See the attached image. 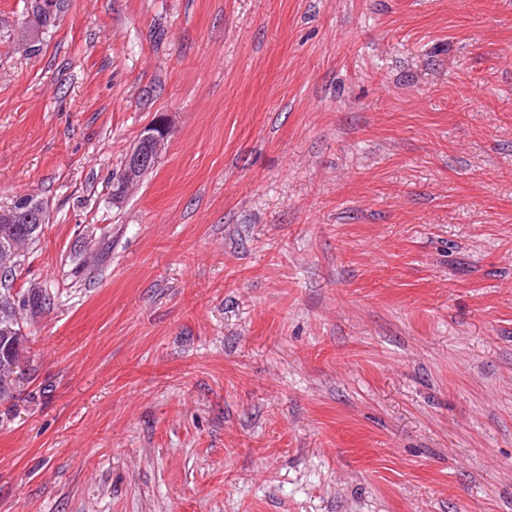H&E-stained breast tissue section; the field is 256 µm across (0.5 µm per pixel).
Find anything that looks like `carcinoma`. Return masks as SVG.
<instances>
[{"label":"carcinoma","instance_id":"1","mask_svg":"<svg viewBox=\"0 0 512 512\" xmlns=\"http://www.w3.org/2000/svg\"><path fill=\"white\" fill-rule=\"evenodd\" d=\"M41 230L40 224L16 223L10 207L0 214V403L13 397L14 374L26 341L18 311L35 316L49 309L54 301V296L43 288H14L21 253L38 240Z\"/></svg>","mask_w":512,"mask_h":512}]
</instances>
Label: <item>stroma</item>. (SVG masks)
Returning <instances> with one entry per match:
<instances>
[{"label":"stroma","instance_id":"1","mask_svg":"<svg viewBox=\"0 0 512 512\" xmlns=\"http://www.w3.org/2000/svg\"><path fill=\"white\" fill-rule=\"evenodd\" d=\"M67 3L0 0V512H512V0ZM166 148V131L160 125L145 127L126 156L124 174L112 183V200L119 203L127 184L135 180L142 168L156 165ZM17 217L27 224H16L12 206L0 214V403L13 397L15 390V367L22 361L23 343L26 337L20 324L18 311L25 310L36 316L53 304L54 296L43 288H14L21 253L38 240L42 224L46 222L43 207L32 205L23 198ZM31 221L34 224H28ZM13 258L5 263V258Z\"/></svg>","mask_w":512,"mask_h":512}]
</instances>
